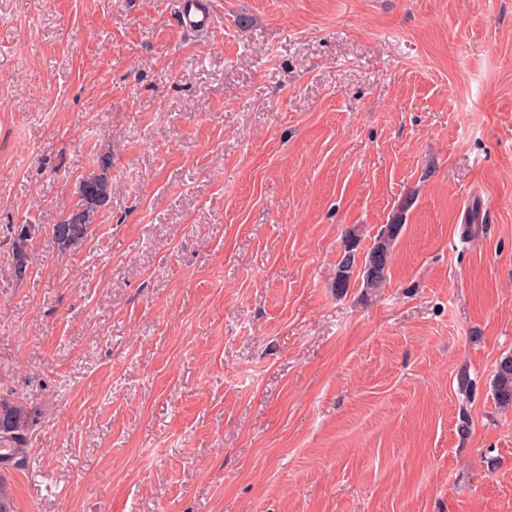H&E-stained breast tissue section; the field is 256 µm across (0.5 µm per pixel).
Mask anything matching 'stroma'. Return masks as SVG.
Here are the masks:
<instances>
[{"label": "stroma", "mask_w": 512, "mask_h": 512, "mask_svg": "<svg viewBox=\"0 0 512 512\" xmlns=\"http://www.w3.org/2000/svg\"><path fill=\"white\" fill-rule=\"evenodd\" d=\"M203 2L0 0L14 512H512V0ZM194 3L186 5L181 12L178 25L188 33L207 31L214 24L213 14L209 11L193 8ZM111 167V156L102 155L98 171H92L79 181L77 202L63 213L57 224L52 225L51 233L63 250L86 241L91 232L92 215L109 202L112 184L107 172ZM402 227V221L388 224L378 234L372 248L362 257L357 252V238L346 234L343 254L336 265V277L332 285L333 288H336V292L341 294L347 291L351 277L358 265V276H361L366 290L375 292L383 288L387 281L392 249ZM39 232L37 224H21L15 232L12 244V265L14 274L18 279H23L29 264L31 263V244ZM492 395L500 409H512V355L502 357L497 363ZM31 412L18 397L0 396V447L11 454L20 452L27 444Z\"/></svg>", "instance_id": "stroma-1"}]
</instances>
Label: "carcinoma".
<instances>
[{"label": "carcinoma", "mask_w": 512, "mask_h": 512, "mask_svg": "<svg viewBox=\"0 0 512 512\" xmlns=\"http://www.w3.org/2000/svg\"><path fill=\"white\" fill-rule=\"evenodd\" d=\"M112 167L108 154L101 156L99 168L79 181L78 200L66 210L60 221L51 227V233L59 247L64 250L82 244L91 232L92 215L97 209L109 202L112 184L107 172ZM403 224H389L382 230L372 246L363 256L357 252L358 240L346 235L341 259L336 265V277L333 287L343 293L350 286L353 274L361 276L364 288L375 292L384 287L387 281L394 243ZM39 226L21 224L15 232L12 244V265L14 274L22 279L31 263V244ZM492 395L502 410L512 409V355L502 357L496 365L492 382ZM31 426V412L19 398L0 396V447L12 453L22 450L27 444V435Z\"/></svg>", "instance_id": "1"}]
</instances>
